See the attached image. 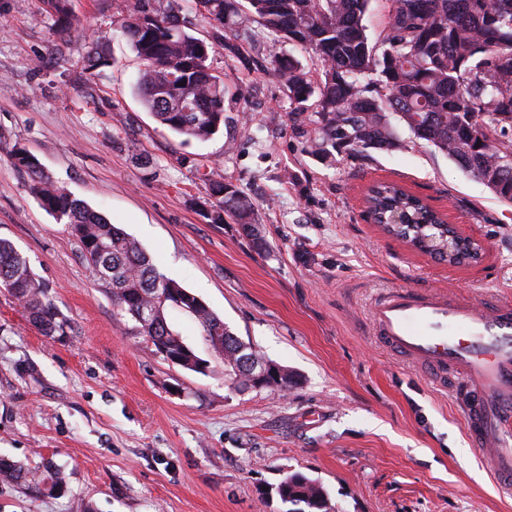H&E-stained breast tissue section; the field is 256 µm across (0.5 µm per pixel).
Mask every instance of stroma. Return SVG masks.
Wrapping results in <instances>:
<instances>
[{
    "label": "stroma",
    "instance_id": "stroma-1",
    "mask_svg": "<svg viewBox=\"0 0 512 512\" xmlns=\"http://www.w3.org/2000/svg\"><path fill=\"white\" fill-rule=\"evenodd\" d=\"M123 2L72 0L62 29L44 0H0V141L34 153L295 385L239 391L223 371L164 361L0 150V238L69 322L42 335L0 288V455L35 475L0 482V512H288L277 488L295 472L323 485L330 512H512L457 394L381 347L369 316L384 288L512 299V207L403 126L400 149L317 159L268 67L291 52L283 42H254L249 70L215 46L224 125L185 140L141 104ZM95 42L113 64L89 83ZM208 168L254 202L261 242L232 220L208 223ZM384 181L478 242L479 260L448 265L371 223L365 196Z\"/></svg>",
    "mask_w": 512,
    "mask_h": 512
}]
</instances>
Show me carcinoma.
I'll list each match as a JSON object with an SVG mask.
<instances>
[{
  "mask_svg": "<svg viewBox=\"0 0 512 512\" xmlns=\"http://www.w3.org/2000/svg\"><path fill=\"white\" fill-rule=\"evenodd\" d=\"M193 0L211 24L213 42L237 58L250 60L226 30L257 24L254 35L304 48L319 63L317 78L293 55L271 60L294 114L304 117L302 134L322 161L333 153L370 149L393 151L401 141L391 116L414 138L452 159L478 178L500 201L512 206V0H390L388 26L372 40L366 20L372 0ZM176 0H137L122 19V35L143 61L137 91L144 108L163 126L188 140L204 141L224 126L226 85L208 63L210 45L184 30ZM112 64L98 43L85 57L92 80ZM193 102V111L175 112L169 90ZM11 164L25 173L42 207L69 226L95 280L110 290L136 334L161 341L174 352L193 349L168 322V311L187 314L209 341L208 364L223 368L245 357L262 356L235 336L207 305L176 280L160 273L140 244L85 202L72 197L43 170L29 150L4 143ZM212 199V224L233 218L258 239L254 204L214 169L199 174ZM374 221L389 233L441 260L448 256V224L423 200L395 183L369 191ZM0 288L19 302L29 322L44 336L66 334L67 320L49 297L28 257L0 239ZM28 473L0 456V479L24 481ZM277 493L288 512H329L325 488L295 472Z\"/></svg>",
  "mask_w": 512,
  "mask_h": 512,
  "instance_id": "cac0c4a2",
  "label": "carcinoma"
}]
</instances>
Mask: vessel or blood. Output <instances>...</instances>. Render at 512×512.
<instances>
[{
    "label": "vessel or blood",
    "mask_w": 512,
    "mask_h": 512,
    "mask_svg": "<svg viewBox=\"0 0 512 512\" xmlns=\"http://www.w3.org/2000/svg\"><path fill=\"white\" fill-rule=\"evenodd\" d=\"M370 320L384 348L437 383L454 379L470 441L512 494V301L391 288L373 298Z\"/></svg>",
    "instance_id": "vessel-or-blood-1"
}]
</instances>
